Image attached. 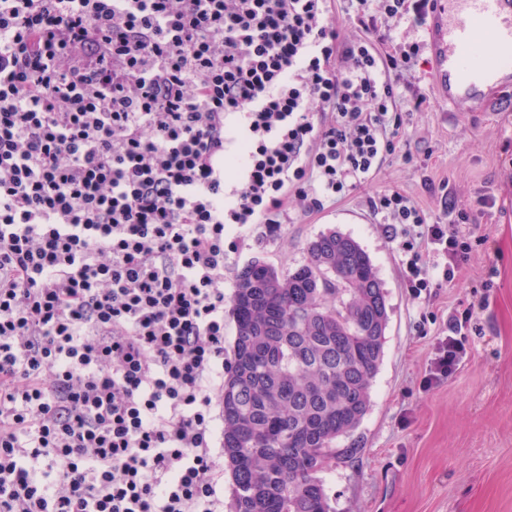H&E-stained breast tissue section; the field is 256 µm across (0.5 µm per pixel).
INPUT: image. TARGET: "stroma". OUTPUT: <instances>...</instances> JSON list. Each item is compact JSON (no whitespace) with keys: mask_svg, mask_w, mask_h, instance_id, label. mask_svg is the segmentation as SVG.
I'll list each match as a JSON object with an SVG mask.
<instances>
[{"mask_svg":"<svg viewBox=\"0 0 512 512\" xmlns=\"http://www.w3.org/2000/svg\"><path fill=\"white\" fill-rule=\"evenodd\" d=\"M426 55L409 79L424 102L405 128L411 161L396 158L372 182L322 213L291 212L279 235L246 239L224 262V295L254 259L288 269L305 262L306 245L334 229L367 251L387 292L390 321L371 406L352 440L360 451L326 473L334 512H512V97L481 112L448 108ZM447 182L456 209L444 207L425 180ZM381 189L413 198L429 222L453 223L456 210L490 196L476 214L470 258L453 283L413 296L402 253L365 199ZM473 311L465 353L448 376L425 378L448 333V320Z\"/></svg>","mask_w":512,"mask_h":512,"instance_id":"1","label":"stroma"}]
</instances>
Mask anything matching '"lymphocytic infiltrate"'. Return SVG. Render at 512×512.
Here are the masks:
<instances>
[{"label":"lymphocytic infiltrate","instance_id":"obj_1","mask_svg":"<svg viewBox=\"0 0 512 512\" xmlns=\"http://www.w3.org/2000/svg\"><path fill=\"white\" fill-rule=\"evenodd\" d=\"M434 9L0 0V512H224V261L401 153ZM366 206L412 294L455 280L470 213Z\"/></svg>","mask_w":512,"mask_h":512}]
</instances>
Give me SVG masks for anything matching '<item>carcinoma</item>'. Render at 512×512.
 Instances as JSON below:
<instances>
[{"mask_svg": "<svg viewBox=\"0 0 512 512\" xmlns=\"http://www.w3.org/2000/svg\"><path fill=\"white\" fill-rule=\"evenodd\" d=\"M306 251L293 269L254 259L237 274L221 395L232 512H333L320 474L358 452L337 442L371 404L386 292L350 236L329 230Z\"/></svg>", "mask_w": 512, "mask_h": 512, "instance_id": "cac0c4a2", "label": "carcinoma"}]
</instances>
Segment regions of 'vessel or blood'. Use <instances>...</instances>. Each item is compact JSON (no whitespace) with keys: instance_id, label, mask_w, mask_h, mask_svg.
I'll use <instances>...</instances> for the list:
<instances>
[{"instance_id":"vessel-or-blood-1","label":"vessel or blood","mask_w":512,"mask_h":512,"mask_svg":"<svg viewBox=\"0 0 512 512\" xmlns=\"http://www.w3.org/2000/svg\"><path fill=\"white\" fill-rule=\"evenodd\" d=\"M430 46L449 106L512 91V0H437Z\"/></svg>"}]
</instances>
